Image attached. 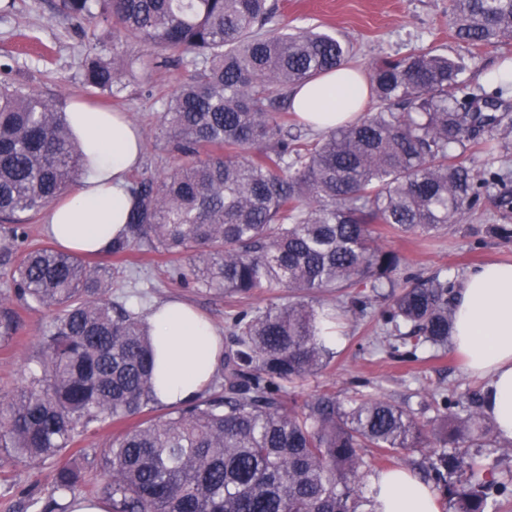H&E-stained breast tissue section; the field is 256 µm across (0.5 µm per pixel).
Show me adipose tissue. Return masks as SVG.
<instances>
[{
	"label": "adipose tissue",
	"instance_id": "1",
	"mask_svg": "<svg viewBox=\"0 0 512 512\" xmlns=\"http://www.w3.org/2000/svg\"><path fill=\"white\" fill-rule=\"evenodd\" d=\"M344 89L355 104H330L328 94ZM369 100L363 75L350 66L321 75L291 93L306 125L327 131L355 120ZM67 117L86 160L76 190L52 205L49 237L62 248L97 253L125 226L131 206L129 176L140 166L142 140L122 112H103L72 102ZM452 344L466 368L489 381L485 411L498 436L512 440V262L488 263L467 274L453 300ZM145 323L153 340L155 400L182 405L201 396L220 364L224 338L187 304L169 300L150 306ZM377 512H439L430 489L402 469L373 476Z\"/></svg>",
	"mask_w": 512,
	"mask_h": 512
}]
</instances>
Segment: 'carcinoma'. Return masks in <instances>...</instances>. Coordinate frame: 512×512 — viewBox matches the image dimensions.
<instances>
[{
	"mask_svg": "<svg viewBox=\"0 0 512 512\" xmlns=\"http://www.w3.org/2000/svg\"><path fill=\"white\" fill-rule=\"evenodd\" d=\"M59 10L142 43L154 69L173 54L190 68L158 117L174 166L131 180L124 231L104 257L187 254L173 276L226 296L288 289V303L234 317L236 349L205 395L113 438L99 490L112 512H374L363 488L380 460L431 447L441 448L432 479L455 512H500L512 489L472 452L499 451L478 416L445 413L428 429L387 400L323 393L300 405L287 385L335 357L321 329L336 308L323 294L351 289L362 312L388 299L386 322L409 327L393 354L448 347L453 285L400 277L404 258L377 243L376 226L439 232L499 180L449 151L512 127L503 90L472 88L459 63L430 51L386 57L369 78L375 110L306 141L288 130L283 105L292 88L347 65L349 49L324 31L280 28L273 0H59ZM448 14L474 48L512 44V0H448ZM138 65L94 53L83 84L113 95ZM83 160L54 101L0 80V214L13 223L0 235V268L16 297L49 313L40 372L0 402V468L58 461L90 426L155 403L150 337L138 311L112 300L110 266L23 246L21 216L77 186ZM16 330L0 309V341ZM82 480L67 462L28 507L57 512L56 496Z\"/></svg>",
	"mask_w": 512,
	"mask_h": 512,
	"instance_id": "carcinoma-1",
	"label": "carcinoma"
}]
</instances>
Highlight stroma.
Segmentation results:
<instances>
[{"mask_svg": "<svg viewBox=\"0 0 512 512\" xmlns=\"http://www.w3.org/2000/svg\"><path fill=\"white\" fill-rule=\"evenodd\" d=\"M282 22L293 27H317L334 33L350 49L348 63L363 73L384 57L413 50H431L462 61L464 77L473 87L495 88L493 71L512 65V46L475 50L459 40L448 16V0H277ZM104 58L145 56L143 44L117 36L112 28L76 27L57 9V0H0V79L9 78L41 97L66 106L71 99L126 113L142 132L144 153L139 166L146 174H164L172 165L168 140L157 116L184 82L188 69L173 63L140 72L119 94L101 97L83 85L86 50ZM475 169L498 173L501 181L482 195L471 211L435 236L402 240L382 234L380 243L403 255L402 275H440L459 284L476 266L488 261L512 262V238L495 235L493 226L512 228V152H468ZM173 260L151 252H136L112 262V297L135 306L177 297L192 305L218 327L225 348H232V317L238 311L263 310L287 302L288 293L241 298L202 293L172 280ZM13 309L19 331L0 345V396L23 387L36 369L46 313L18 300L6 275L0 274V307ZM382 301L365 311L351 310L336 330L334 360L316 375L290 384L289 394L306 402L323 393L349 400L363 393L391 401L432 425L444 398L466 391L483 392L485 379L470 375L454 352L417 351L415 357L391 356L387 343L395 333L386 324ZM56 464L21 463L0 473V512H25L28 498L47 496Z\"/></svg>", "mask_w": 512, "mask_h": 512, "instance_id": "1", "label": "stroma"}]
</instances>
